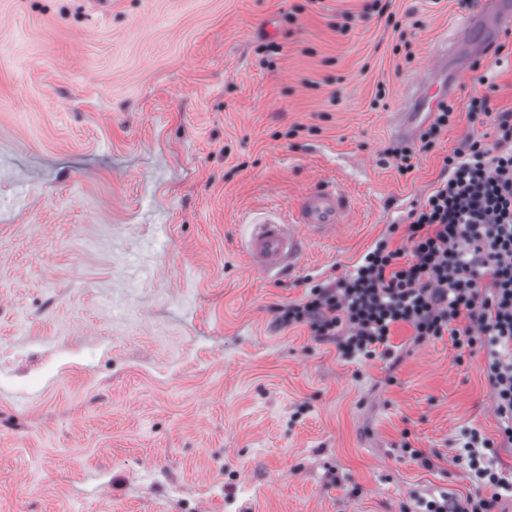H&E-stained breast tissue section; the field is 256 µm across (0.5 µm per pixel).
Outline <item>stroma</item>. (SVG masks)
Instances as JSON below:
<instances>
[{
  "mask_svg": "<svg viewBox=\"0 0 512 512\" xmlns=\"http://www.w3.org/2000/svg\"><path fill=\"white\" fill-rule=\"evenodd\" d=\"M372 2L0 0V512H414L443 491L490 496L452 462L471 430L497 436L482 351L401 326L397 365L347 361L275 324L512 109L507 30L457 73L455 119L431 146L401 141L406 88L472 0H392L389 20ZM475 97L489 113L469 111ZM321 179L347 223L292 275L261 278L250 219Z\"/></svg>",
  "mask_w": 512,
  "mask_h": 512,
  "instance_id": "stroma-1",
  "label": "stroma"
}]
</instances>
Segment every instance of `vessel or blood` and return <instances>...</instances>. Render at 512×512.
<instances>
[{"label": "vessel or blood", "instance_id": "vessel-or-blood-1", "mask_svg": "<svg viewBox=\"0 0 512 512\" xmlns=\"http://www.w3.org/2000/svg\"><path fill=\"white\" fill-rule=\"evenodd\" d=\"M512 21V0H480L457 23L452 41L463 42L466 61L481 56L487 38ZM448 47L439 48L429 69L411 87L398 113L397 134L415 141L422 126L435 117L440 104L456 94V83L448 69ZM347 202L340 187L322 183L297 201L292 218L258 216L250 222L246 251L260 273L280 277L293 271L304 251L305 234L318 237L335 233L345 223Z\"/></svg>", "mask_w": 512, "mask_h": 512}]
</instances>
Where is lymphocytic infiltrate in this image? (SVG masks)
Wrapping results in <instances>:
<instances>
[{
	"label": "lymphocytic infiltrate",
	"mask_w": 512,
	"mask_h": 512,
	"mask_svg": "<svg viewBox=\"0 0 512 512\" xmlns=\"http://www.w3.org/2000/svg\"><path fill=\"white\" fill-rule=\"evenodd\" d=\"M447 178L392 224L354 271L277 306L281 327L307 325L346 360L391 358L390 337L405 324L414 342L450 335L457 349L485 350L498 437L471 432L467 466L487 497L419 500L421 512H496L507 488L496 448L512 447V113L497 115L494 145L473 140L444 160ZM400 245H393V235Z\"/></svg>",
	"instance_id": "1"
}]
</instances>
